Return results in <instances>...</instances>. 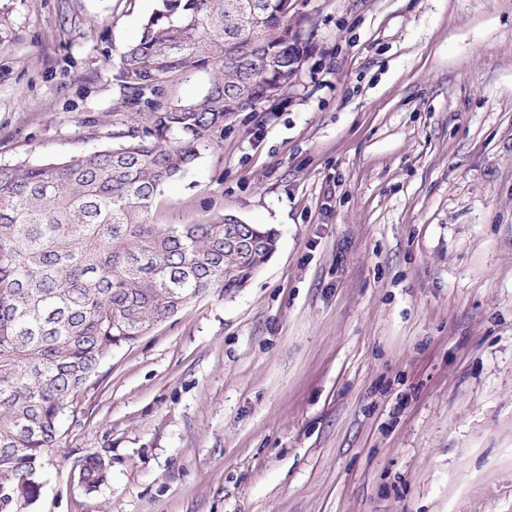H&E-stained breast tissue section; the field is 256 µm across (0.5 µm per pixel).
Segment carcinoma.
Instances as JSON below:
<instances>
[{
    "label": "carcinoma",
    "instance_id": "obj_1",
    "mask_svg": "<svg viewBox=\"0 0 512 512\" xmlns=\"http://www.w3.org/2000/svg\"><path fill=\"white\" fill-rule=\"evenodd\" d=\"M313 24L296 0H161L123 54L127 105L116 144L41 165L0 166V512L36 499L59 420L112 347L145 335L188 301L244 287L278 233L226 215L212 224H152L164 185L184 172L239 112L273 106L308 55ZM214 77L166 106L170 78ZM105 462L83 461L89 490Z\"/></svg>",
    "mask_w": 512,
    "mask_h": 512
}]
</instances>
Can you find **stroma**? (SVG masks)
Instances as JSON below:
<instances>
[{
  "instance_id": "1",
  "label": "stroma",
  "mask_w": 512,
  "mask_h": 512,
  "mask_svg": "<svg viewBox=\"0 0 512 512\" xmlns=\"http://www.w3.org/2000/svg\"><path fill=\"white\" fill-rule=\"evenodd\" d=\"M156 7L0 0V164L112 145ZM298 8L294 86L150 213L276 252L112 349L25 512H512V0ZM105 475V462L98 457H91L83 461L79 471L81 483L88 490H93L101 484L104 481Z\"/></svg>"
}]
</instances>
